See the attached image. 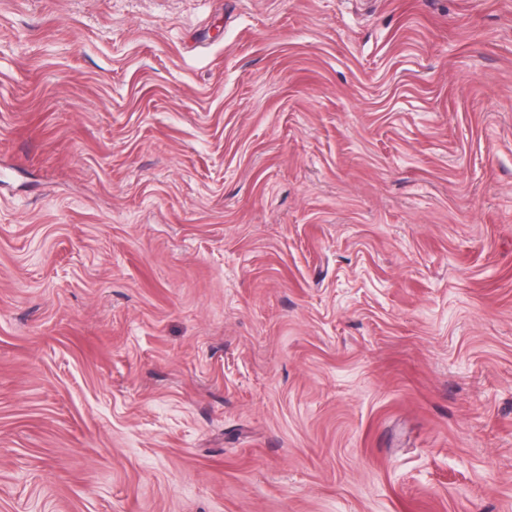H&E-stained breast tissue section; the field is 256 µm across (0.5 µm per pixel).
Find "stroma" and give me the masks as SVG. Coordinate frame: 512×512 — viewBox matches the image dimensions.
I'll list each match as a JSON object with an SVG mask.
<instances>
[{
  "instance_id": "stroma-1",
  "label": "stroma",
  "mask_w": 512,
  "mask_h": 512,
  "mask_svg": "<svg viewBox=\"0 0 512 512\" xmlns=\"http://www.w3.org/2000/svg\"><path fill=\"white\" fill-rule=\"evenodd\" d=\"M0 512H512V0H0Z\"/></svg>"
}]
</instances>
